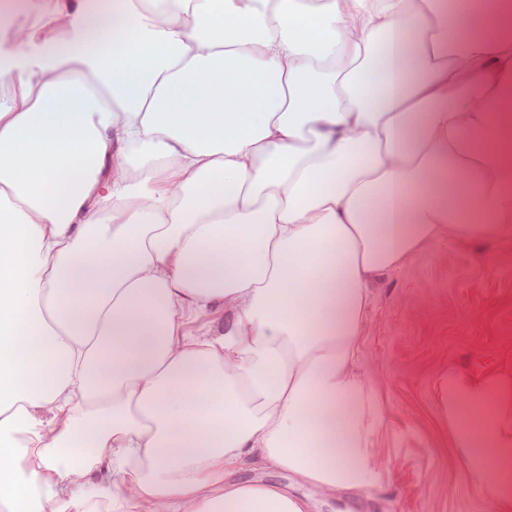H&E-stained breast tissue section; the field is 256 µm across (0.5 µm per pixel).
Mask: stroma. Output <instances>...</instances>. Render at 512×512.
I'll list each match as a JSON object with an SVG mask.
<instances>
[{
	"label": "stroma",
	"mask_w": 512,
	"mask_h": 512,
	"mask_svg": "<svg viewBox=\"0 0 512 512\" xmlns=\"http://www.w3.org/2000/svg\"><path fill=\"white\" fill-rule=\"evenodd\" d=\"M358 367L382 415L368 494L340 499L280 471L247 477L309 496L312 512H497L456 454L440 387L452 368L481 377L512 367V246L440 244L387 276L374 290Z\"/></svg>",
	"instance_id": "stroma-1"
}]
</instances>
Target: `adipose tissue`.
Returning a JSON list of instances; mask_svg holds the SVG:
<instances>
[{
  "instance_id": "1",
  "label": "adipose tissue",
  "mask_w": 512,
  "mask_h": 512,
  "mask_svg": "<svg viewBox=\"0 0 512 512\" xmlns=\"http://www.w3.org/2000/svg\"><path fill=\"white\" fill-rule=\"evenodd\" d=\"M512 240V0H0V512L375 481L371 290ZM512 512V372L449 370Z\"/></svg>"
}]
</instances>
